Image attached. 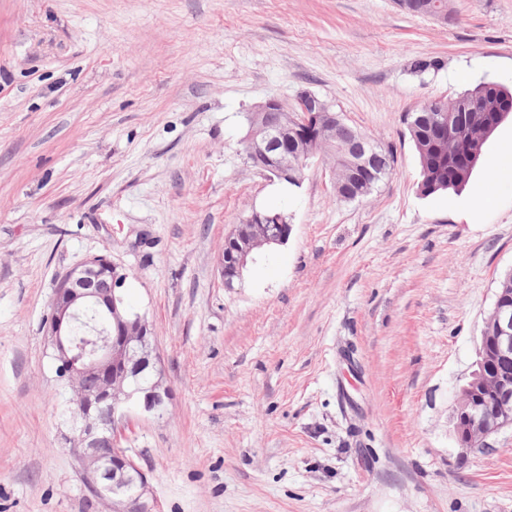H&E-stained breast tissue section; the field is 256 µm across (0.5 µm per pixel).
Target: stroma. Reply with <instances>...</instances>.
I'll return each mask as SVG.
<instances>
[{
	"label": "stroma",
	"mask_w": 512,
	"mask_h": 512,
	"mask_svg": "<svg viewBox=\"0 0 512 512\" xmlns=\"http://www.w3.org/2000/svg\"><path fill=\"white\" fill-rule=\"evenodd\" d=\"M417 59L430 68L413 73ZM512 84V0H0V512H113L64 441L47 316L89 258L123 268L171 393L121 445L146 512H512V428L453 416L512 272V171L420 196L405 113ZM310 92L394 157L337 200L331 160L277 194L247 115ZM494 196L487 208L480 197ZM290 218L225 287L251 209Z\"/></svg>",
	"instance_id": "obj_1"
}]
</instances>
